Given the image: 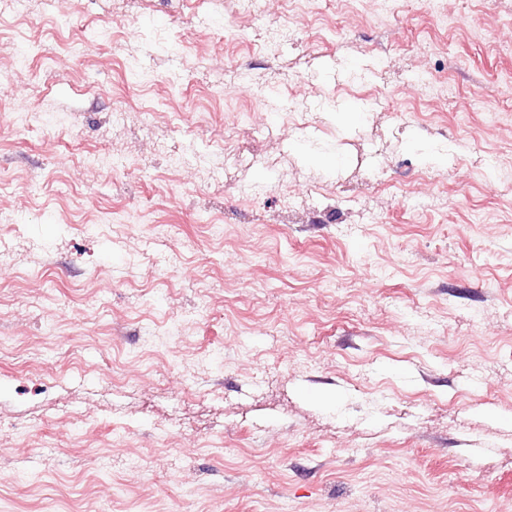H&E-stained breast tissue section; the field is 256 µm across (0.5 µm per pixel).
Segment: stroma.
Returning a JSON list of instances; mask_svg holds the SVG:
<instances>
[{
    "label": "stroma",
    "instance_id": "35a3bbf8",
    "mask_svg": "<svg viewBox=\"0 0 512 512\" xmlns=\"http://www.w3.org/2000/svg\"><path fill=\"white\" fill-rule=\"evenodd\" d=\"M22 17L0 512H512V0Z\"/></svg>",
    "mask_w": 512,
    "mask_h": 512
}]
</instances>
